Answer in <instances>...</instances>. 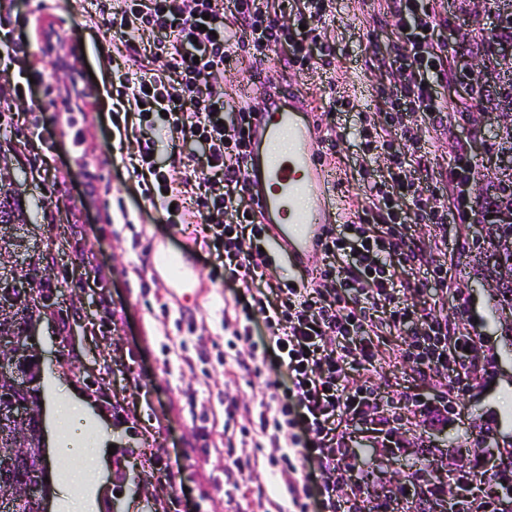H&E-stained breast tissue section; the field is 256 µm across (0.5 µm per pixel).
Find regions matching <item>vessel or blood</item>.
I'll return each instance as SVG.
<instances>
[{
    "label": "vessel or blood",
    "instance_id": "b4317fda",
    "mask_svg": "<svg viewBox=\"0 0 512 512\" xmlns=\"http://www.w3.org/2000/svg\"><path fill=\"white\" fill-rule=\"evenodd\" d=\"M320 118L299 98L264 93L249 128L247 179L260 223L296 270L308 268L345 216L316 149Z\"/></svg>",
    "mask_w": 512,
    "mask_h": 512
}]
</instances>
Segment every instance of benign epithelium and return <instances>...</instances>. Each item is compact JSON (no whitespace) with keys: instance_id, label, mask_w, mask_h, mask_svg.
I'll use <instances>...</instances> for the list:
<instances>
[{"instance_id":"1","label":"benign epithelium","mask_w":512,"mask_h":512,"mask_svg":"<svg viewBox=\"0 0 512 512\" xmlns=\"http://www.w3.org/2000/svg\"><path fill=\"white\" fill-rule=\"evenodd\" d=\"M9 287L0 291V314L12 317L19 307L28 308V318L18 336H5L0 344L7 349L0 361V374L8 378L9 390L0 396V421L23 426L31 447L20 449L7 436L0 435V501L10 512H49L50 495L44 421L38 403L40 353L35 342L38 326L50 314L52 300L39 294L33 276L8 278ZM21 495L13 496L14 488Z\"/></svg>"}]
</instances>
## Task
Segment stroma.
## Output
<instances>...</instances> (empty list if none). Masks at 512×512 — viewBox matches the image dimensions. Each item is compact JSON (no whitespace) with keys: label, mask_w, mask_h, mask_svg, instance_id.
<instances>
[{"label":"stroma","mask_w":512,"mask_h":512,"mask_svg":"<svg viewBox=\"0 0 512 512\" xmlns=\"http://www.w3.org/2000/svg\"><path fill=\"white\" fill-rule=\"evenodd\" d=\"M460 0H438L435 9L447 18L441 36L449 46L448 67L456 78L437 87L449 107L444 130L432 133L428 178L438 181L448 167V153L456 142L469 140L477 179L486 174L494 154L488 126H477L473 114L480 101H463L468 63L457 54L462 32L491 31L493 10L480 14L460 10ZM393 0H337L336 13L312 19L322 38L336 47L330 64L315 62L306 71L289 68L284 54L259 60L244 52L237 63L212 76L217 93L246 98L245 85L274 82L299 94L319 113L330 110L333 99L344 100L341 122L348 131L328 157L340 187L337 201L348 217L368 201L362 171L385 170L384 152L363 153L360 131L364 122L383 124L391 111L400 74L389 66L371 64L373 56L390 53L400 42L392 24ZM54 25L66 31L65 50L73 67L61 65L55 54L18 55L0 64V124L11 127L15 141L0 138L15 177L27 223L39 235H56L63 250L49 261V284L58 305L39 327L43 380H57L61 399H73L99 421V512H275L288 499L276 476L277 448H254L237 443L235 452L253 458L245 490L224 477V401L253 404L283 398L288 377L272 360H265L260 376L225 374L228 358L250 359L253 350L240 343L227 349L224 311L234 308V293L224 278L222 263L208 259L202 246V224L182 223L180 216L154 208L145 197L141 178L128 157L138 140L154 142L157 166H177L183 176L202 181L207 173L203 148L171 137L159 127H142L137 141L121 138L115 124L110 81L120 71L130 79L138 67L103 59L100 47L118 44L120 32L95 16L90 0H54L52 9L38 8L37 0H23L0 11V33H33L35 25ZM87 71L84 83L92 90L82 115L71 129L61 130L57 107L46 106L48 95L70 86L73 68ZM51 131L47 144L21 145L33 127ZM47 156L40 167L39 156ZM80 225L83 238L69 239L70 225ZM447 252L448 292L463 299L465 328L477 338L483 369L460 397L459 415L447 429L430 433L411 413H404L402 432L411 440L430 441L450 449L435 461L433 477L447 479L464 466L471 451L481 453L485 467L498 462V451L512 448V408L505 406L502 383L512 384V337L505 319L482 287L472 259L479 242L471 224H452ZM164 251L188 255L192 288L174 285L158 264ZM98 271L93 288L80 287L84 258ZM375 386L398 396L412 388L424 396L435 393L410 369L387 358L373 378ZM491 442H483L484 427ZM477 437V449L460 446L464 437ZM358 451L347 464L352 474L365 471L379 482H406L412 475L410 457L379 454L380 439L368 431L355 434ZM115 452H108V445Z\"/></svg>","instance_id":"1"}]
</instances>
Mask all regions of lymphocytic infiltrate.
Returning a JSON list of instances; mask_svg holds the SVG:
<instances>
[{"label":"lymphocytic infiltrate","mask_w":512,"mask_h":512,"mask_svg":"<svg viewBox=\"0 0 512 512\" xmlns=\"http://www.w3.org/2000/svg\"><path fill=\"white\" fill-rule=\"evenodd\" d=\"M281 2L288 10L284 24L264 0H232L237 19L232 26L216 16L213 0H123L120 9L118 54L137 59L144 31H161L165 37L153 49L165 58L166 70L134 84L120 78L115 94L132 97L142 121L162 123L183 139L205 144L209 175L188 216L208 224L212 236L205 247L236 283L246 314L261 316L263 350L274 355L292 383L289 400L261 404L256 428L225 435L224 475L235 483L251 466L250 459L234 453L235 437L273 442L279 431L297 427L307 437L302 458L316 464L318 476L313 483L298 480L292 462L281 469L288 512H310L314 503L321 512H389L398 499L407 512H437L447 494L441 485L419 480L410 488L383 484L374 490L364 478L348 480L352 438L342 422L365 426L381 436L388 450L404 446L396 437L399 415L393 399L368 381L381 359L384 330L407 335L400 359L440 387L431 398L412 390L401 394L426 430L447 428L466 378L479 369L475 336L399 297L405 288L448 287L446 261L427 258L428 247L413 236L411 226L433 225V247L439 250L448 245L449 225L470 219L462 189L463 174L472 166L467 143L457 142L448 154L444 188L453 207L427 208L417 184L428 162L430 140L423 132L443 128L448 118L435 91L449 77L445 43L435 36L448 21L437 14L433 0H398L392 17L402 42L389 63L402 80L385 125L402 130L405 149L389 151L386 140L377 137L367 141L368 150H388L386 174L367 181L369 206L359 223L343 225L324 248L317 281L293 288L268 273L260 249L267 233L252 217L253 198L243 178L253 112L213 95L209 85L214 72L236 61L244 48L260 57L287 49L289 65L302 71L314 58L335 55L309 22L335 12L336 0ZM136 174L153 176L144 190L148 198L178 201V178L156 168L151 145L139 149Z\"/></svg>","instance_id":"1"}]
</instances>
